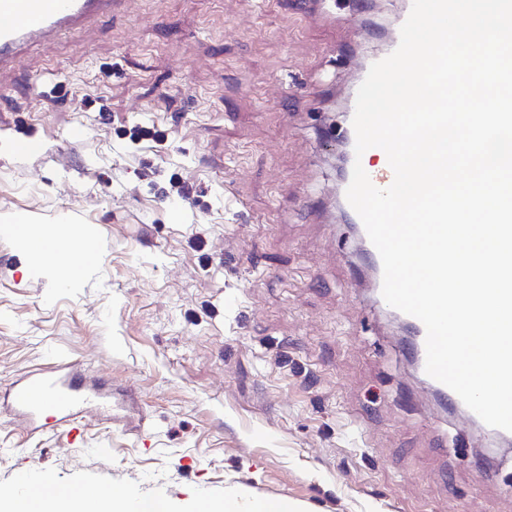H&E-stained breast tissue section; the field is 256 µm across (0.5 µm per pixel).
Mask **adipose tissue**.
<instances>
[{"label":"adipose tissue","mask_w":512,"mask_h":512,"mask_svg":"<svg viewBox=\"0 0 512 512\" xmlns=\"http://www.w3.org/2000/svg\"><path fill=\"white\" fill-rule=\"evenodd\" d=\"M128 498L125 494L108 490H97L93 497H79L72 493H59L32 501L27 509L7 493H0V512H127Z\"/></svg>","instance_id":"obj_1"}]
</instances>
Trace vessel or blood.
I'll use <instances>...</instances> for the list:
<instances>
[{
    "label": "vessel or blood",
    "mask_w": 512,
    "mask_h": 512,
    "mask_svg": "<svg viewBox=\"0 0 512 512\" xmlns=\"http://www.w3.org/2000/svg\"><path fill=\"white\" fill-rule=\"evenodd\" d=\"M112 0H0V65L15 62L19 48L33 40L76 30L78 24ZM362 165L371 182L384 189L394 173L388 161ZM8 406L26 431L70 433L79 419L108 412L112 401L104 387L87 386L77 366L65 356L52 366L18 380L8 394ZM57 480L48 470H18L12 493L19 502L52 495Z\"/></svg>",
    "instance_id": "1"
}]
</instances>
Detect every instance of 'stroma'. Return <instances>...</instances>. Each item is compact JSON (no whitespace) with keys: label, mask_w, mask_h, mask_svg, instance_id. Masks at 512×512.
Wrapping results in <instances>:
<instances>
[{"label":"stroma","mask_w":512,"mask_h":512,"mask_svg":"<svg viewBox=\"0 0 512 512\" xmlns=\"http://www.w3.org/2000/svg\"><path fill=\"white\" fill-rule=\"evenodd\" d=\"M406 10L112 0L0 70V220L26 213L82 268L60 285L0 233V491L27 468L172 512H512V450L416 381L338 207L346 93ZM28 135L43 152L11 153ZM60 354L116 393L72 444L3 402Z\"/></svg>","instance_id":"stroma-1"}]
</instances>
